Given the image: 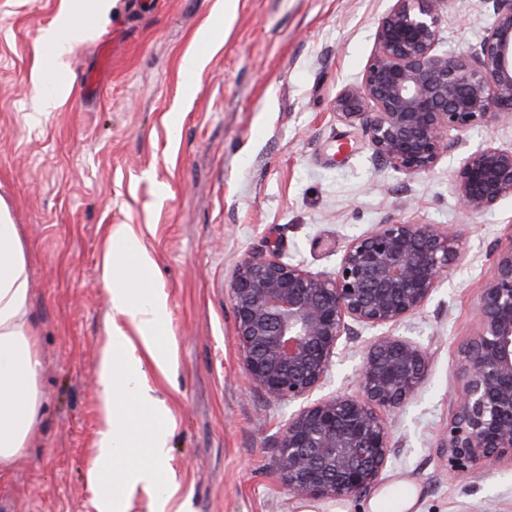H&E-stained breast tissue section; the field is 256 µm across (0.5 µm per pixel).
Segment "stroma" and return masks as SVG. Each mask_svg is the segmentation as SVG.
<instances>
[{
  "label": "stroma",
  "mask_w": 512,
  "mask_h": 512,
  "mask_svg": "<svg viewBox=\"0 0 512 512\" xmlns=\"http://www.w3.org/2000/svg\"><path fill=\"white\" fill-rule=\"evenodd\" d=\"M395 0H112L106 17L48 85L41 114L31 78L45 33L67 0H0V200L20 224L31 266L44 402L30 454L0 477V512H95L86 479L101 412L96 367L110 304L101 261L110 225L129 224L156 262L168 301L159 334L169 379L145 367L173 431L162 480L184 512H299L275 469L274 439L297 404L264 396L244 371L229 282L242 257L277 251L334 273L350 240L387 217L461 233L423 311L397 335L428 354L414 397L385 413L393 448L383 486L417 487L418 512H512V462L466 478L441 443L463 390L460 348L495 267L512 198L466 212L450 188L465 154L512 126H476L431 172L407 178L381 163L333 102L361 80L378 22ZM440 47L467 50L493 21L487 0L441 8ZM112 46L104 62L101 41ZM202 64L182 70L185 54ZM98 89L86 91L88 74ZM376 332L342 337L320 399L357 393Z\"/></svg>",
  "instance_id": "35a3bbf8"
}]
</instances>
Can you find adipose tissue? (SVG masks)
Instances as JSON below:
<instances>
[{
	"label": "adipose tissue",
	"instance_id": "1",
	"mask_svg": "<svg viewBox=\"0 0 512 512\" xmlns=\"http://www.w3.org/2000/svg\"><path fill=\"white\" fill-rule=\"evenodd\" d=\"M104 0H69L71 23L50 31L57 62L87 39ZM156 263L129 225L109 229L101 281L109 296L111 328L96 371L101 427L88 470L97 490V512H120L128 490L157 487L168 455L172 427L158 400L143 384L142 367L169 377L172 363L157 336L167 314L166 295L153 285ZM30 266L19 225L0 201V472L25 455L43 417L41 361L32 311ZM148 449L149 464H131L132 451Z\"/></svg>",
	"mask_w": 512,
	"mask_h": 512
}]
</instances>
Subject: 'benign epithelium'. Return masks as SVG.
I'll return each mask as SVG.
<instances>
[{"instance_id":"obj_1","label":"benign epithelium","mask_w":512,"mask_h":512,"mask_svg":"<svg viewBox=\"0 0 512 512\" xmlns=\"http://www.w3.org/2000/svg\"><path fill=\"white\" fill-rule=\"evenodd\" d=\"M490 2L494 21L466 51L438 49L447 0H396L378 23L363 77L336 96L335 110L393 170L409 178L430 172L469 129L512 124V0ZM451 185L472 213L512 198V148L490 141L470 152ZM462 252L455 231L391 217L352 239L331 275L276 252L239 262L229 288L243 366L273 401L290 404L320 386L351 324L386 329L357 373L358 394L299 408L276 437V470L289 495L351 496L380 482L393 448L381 412L415 395L428 362L424 349L393 329L423 310ZM493 257L476 334L462 349L464 390L441 444L463 474L512 460V228Z\"/></svg>"}]
</instances>
